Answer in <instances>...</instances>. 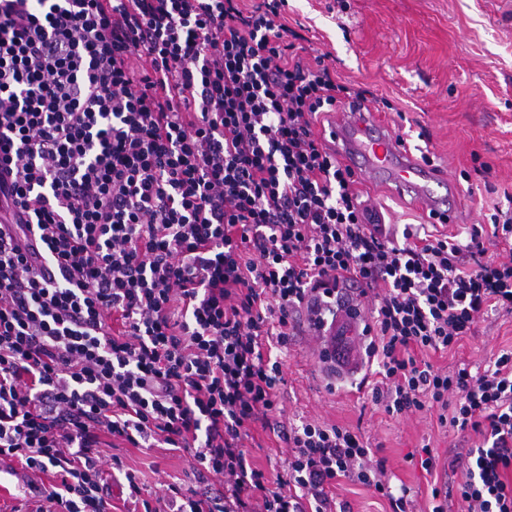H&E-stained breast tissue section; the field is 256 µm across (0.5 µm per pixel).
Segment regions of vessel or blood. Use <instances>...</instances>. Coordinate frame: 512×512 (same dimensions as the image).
<instances>
[{
    "label": "vessel or blood",
    "instance_id": "1",
    "mask_svg": "<svg viewBox=\"0 0 512 512\" xmlns=\"http://www.w3.org/2000/svg\"><path fill=\"white\" fill-rule=\"evenodd\" d=\"M342 161L354 172L391 183L429 211L433 220L453 223V193H440L432 169L404 151L396 139L370 116L345 112L332 131ZM354 318L341 316L330 330L342 352L340 370L353 367L357 353L352 347Z\"/></svg>",
    "mask_w": 512,
    "mask_h": 512
}]
</instances>
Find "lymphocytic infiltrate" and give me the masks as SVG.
<instances>
[{"label":"lymphocytic infiltrate","mask_w":512,"mask_h":512,"mask_svg":"<svg viewBox=\"0 0 512 512\" xmlns=\"http://www.w3.org/2000/svg\"><path fill=\"white\" fill-rule=\"evenodd\" d=\"M288 0H0V462L57 477L44 512H109L100 436L190 453L212 497L169 487L143 512H329L346 478L393 496L357 435L302 423L268 480L247 425L279 409L293 314L323 325L346 293L365 324L374 404L450 410L480 435L458 512H512V350L483 372L422 355L512 314V210L492 215L505 256L468 242L395 243L354 171L314 130L364 90L308 64ZM120 330H113V320Z\"/></svg>","instance_id":"obj_1"}]
</instances>
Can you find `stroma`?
Returning <instances> with one entry per match:
<instances>
[{"label": "stroma", "mask_w": 512, "mask_h": 512, "mask_svg": "<svg viewBox=\"0 0 512 512\" xmlns=\"http://www.w3.org/2000/svg\"><path fill=\"white\" fill-rule=\"evenodd\" d=\"M286 17L302 37L303 58L324 56L342 82L367 90L369 107L388 131L457 185L455 223L430 224L409 197L359 181L358 190L393 230L423 223L434 237H464L471 225H489L495 210L512 208V0H288ZM510 349L512 315L492 312L479 319L474 335L428 359L440 368H481ZM321 353L307 324H300L281 354V426L310 421L351 430L370 444L393 490L409 489L418 505H427L431 488L457 485L462 467L453 458L465 442L440 425L437 410L388 415L368 394L376 379L369 365L334 376ZM242 444L254 465L275 479L288 448L271 425L253 423ZM426 445L436 460L430 474L420 465ZM101 447L111 512L129 508L128 472L149 500L171 484L199 487L183 451L135 448L107 434ZM117 459L118 470L112 467ZM330 493L351 512H392L372 489L345 478Z\"/></svg>", "instance_id": "obj_1"}]
</instances>
